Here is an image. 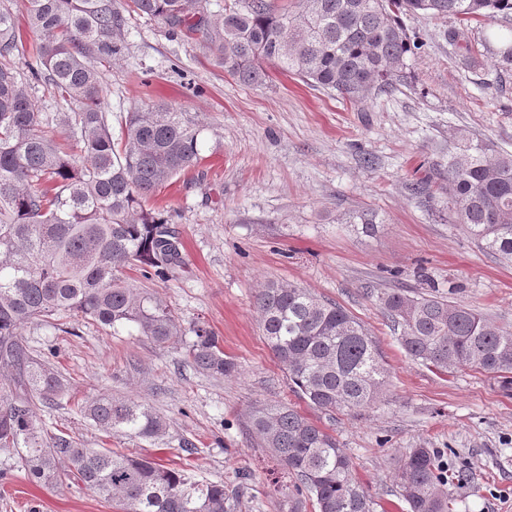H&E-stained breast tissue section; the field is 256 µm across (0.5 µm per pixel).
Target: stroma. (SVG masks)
I'll return each mask as SVG.
<instances>
[{"mask_svg":"<svg viewBox=\"0 0 512 512\" xmlns=\"http://www.w3.org/2000/svg\"><path fill=\"white\" fill-rule=\"evenodd\" d=\"M405 23L423 44L408 60V83L350 103L273 66L264 85H242L215 65L201 35L172 38L161 21L133 17L124 53L103 69L113 133L130 108L166 105L190 114L202 146L200 164L147 202L170 215L183 268L167 282L135 269L126 277L160 296L185 333L159 344L66 314L25 325L28 347L67 383L38 410L45 433L223 484L235 512H282L271 481L283 470L252 432L250 413L290 405L335 435L375 512H408L394 469L419 446L460 473L453 512H512V395L487 374H440L412 360L379 301L395 288L444 296L512 326V265L478 249L448 208V142L457 132L512 151V74L485 56L466 66L448 42L453 18L418 13ZM423 180L427 191L413 193ZM365 209L380 218L371 233L350 221ZM270 280L334 301L371 330L388 373L374 409L329 416L291 391L255 309ZM198 320L237 374L207 375L187 357ZM101 394L151 407L165 435L105 433L82 412ZM26 454L20 444L0 448V512H115L82 486L29 481Z\"/></svg>","mask_w":512,"mask_h":512,"instance_id":"1","label":"stroma"}]
</instances>
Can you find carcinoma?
Masks as SVG:
<instances>
[{
    "label": "carcinoma",
    "mask_w": 512,
    "mask_h": 512,
    "mask_svg": "<svg viewBox=\"0 0 512 512\" xmlns=\"http://www.w3.org/2000/svg\"><path fill=\"white\" fill-rule=\"evenodd\" d=\"M25 26L39 35L40 68L72 112L48 119L15 70L0 66V447L28 448L24 469L45 487L77 483L117 503L121 512H233L221 483L199 482L147 458L85 448L70 437H46L38 405L65 384L26 345L20 329L72 312L104 327L132 326L156 343L184 329L157 295L130 286L138 267L160 280L184 265L164 239L171 219L147 200L201 160L200 129L186 112L134 109L122 125V146L105 111L101 67L121 55L132 14L161 20L168 33H205L217 65L245 86L266 80L264 65L357 101L407 83V59L423 44L403 17L420 11L463 24L512 14V0H236L208 15L202 0H24ZM12 13L0 11V57L19 48ZM481 43L502 71H512V29L490 24ZM66 135L55 137L50 121ZM448 203L456 222L487 253L512 263V152L459 132L448 148ZM398 340L412 359L440 372L471 369L512 393V329L473 306L442 297L392 291L380 297ZM255 307L266 343L311 408L357 413L386 386L376 340L343 306L289 283L270 281ZM187 354L212 375L238 372L212 331L195 324ZM84 415L102 430L162 436L166 421L132 399L99 395ZM252 428L282 466L304 485L316 512H374L353 463L325 429L286 405H261ZM395 480L410 512H450L448 475L432 448H413Z\"/></svg>",
    "instance_id": "obj_1"
}]
</instances>
